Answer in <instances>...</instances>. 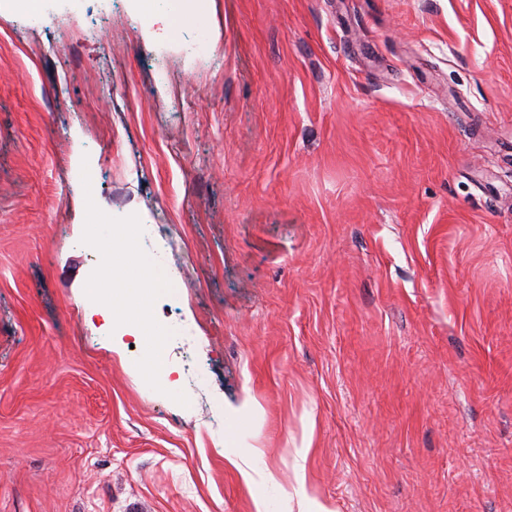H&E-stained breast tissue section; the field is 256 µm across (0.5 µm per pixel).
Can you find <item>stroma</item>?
Segmentation results:
<instances>
[{
  "label": "stroma",
  "instance_id": "35a3bbf8",
  "mask_svg": "<svg viewBox=\"0 0 512 512\" xmlns=\"http://www.w3.org/2000/svg\"><path fill=\"white\" fill-rule=\"evenodd\" d=\"M89 9L0 12V512H512V0ZM99 216L181 283L113 327ZM31 0H1L0 11L2 8L11 9L16 12L22 13L27 21L35 26H45L46 22L50 20L54 22L59 20V17L50 10L40 8L33 10L29 7ZM168 247L167 239L162 243L157 240L155 224H137L134 244L128 246L127 257L135 258L137 253H147L156 261L164 262Z\"/></svg>",
  "mask_w": 512,
  "mask_h": 512
}]
</instances>
